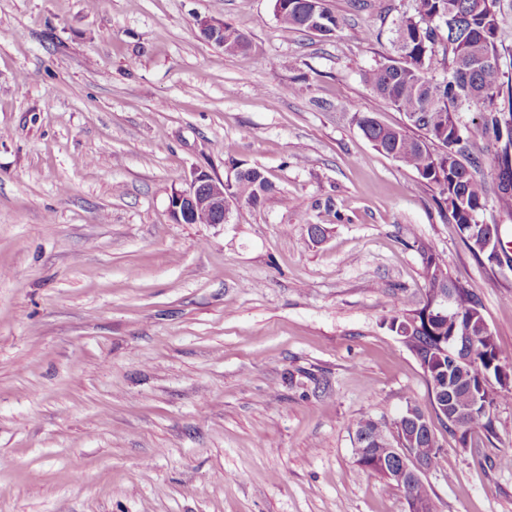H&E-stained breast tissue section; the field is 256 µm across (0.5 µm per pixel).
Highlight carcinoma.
Returning a JSON list of instances; mask_svg holds the SVG:
<instances>
[{
  "mask_svg": "<svg viewBox=\"0 0 512 512\" xmlns=\"http://www.w3.org/2000/svg\"><path fill=\"white\" fill-rule=\"evenodd\" d=\"M283 28L314 30L324 37L342 31V21L330 0H273ZM411 11L391 30L393 54L364 74L365 83L406 118L389 127L369 114L355 116L357 126L373 147L414 170L421 181L439 191L464 241L476 254L499 268L512 267L505 248L485 251L491 236L500 238V225L484 224L479 214L493 198L512 212V84L498 82L501 53L499 0H412ZM249 40L224 24V52L242 53ZM443 78L437 79L436 72ZM474 112L469 121L461 113ZM478 145L495 179L476 176ZM274 191L258 167L234 174L232 195L252 207ZM422 258L427 297L423 306L405 311L394 304L390 329L407 328L404 343L420 362L430 391V403L442 424L467 447L470 434L493 432L498 401L512 398V387L489 383L503 356L489 329L477 295L452 280L442 259L422 241H414ZM409 437L406 450L422 459L427 470L438 466L440 446L421 408L409 403L398 417ZM356 462L387 486L403 490L410 512H435L429 485L409 474L393 452L399 447L390 427L369 417L354 423Z\"/></svg>",
  "mask_w": 512,
  "mask_h": 512,
  "instance_id": "obj_1",
  "label": "carcinoma"
}]
</instances>
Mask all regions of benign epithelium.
I'll use <instances>...</instances> for the list:
<instances>
[{
    "label": "benign epithelium",
    "mask_w": 512,
    "mask_h": 512,
    "mask_svg": "<svg viewBox=\"0 0 512 512\" xmlns=\"http://www.w3.org/2000/svg\"><path fill=\"white\" fill-rule=\"evenodd\" d=\"M200 34L216 46L224 47L222 26L206 17L198 19ZM233 199L226 191V181L203 168H196L183 186L169 194V213L177 224L187 223L192 214L201 213L208 224L226 223Z\"/></svg>",
    "instance_id": "7a95c632"
}]
</instances>
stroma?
<instances>
[{
  "label": "stroma",
  "instance_id": "1",
  "mask_svg": "<svg viewBox=\"0 0 512 512\" xmlns=\"http://www.w3.org/2000/svg\"><path fill=\"white\" fill-rule=\"evenodd\" d=\"M331 2L322 37L273 0H0V512H407L353 448L410 401L437 512H512V400L461 447L388 328L425 296L418 238L512 361V272L354 121L405 122L364 73L411 0ZM237 164L275 185L262 206L172 222V186ZM200 34L208 41L222 48L225 53L237 54L247 50L249 40L247 36L232 25L224 23V30L220 24L206 17L198 18Z\"/></svg>",
  "mask_w": 512,
  "mask_h": 512
}]
</instances>
